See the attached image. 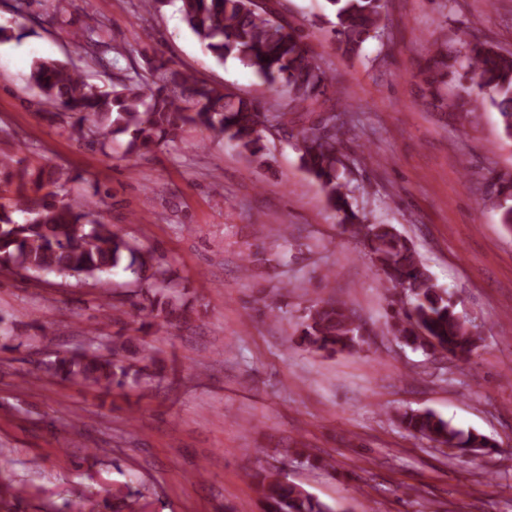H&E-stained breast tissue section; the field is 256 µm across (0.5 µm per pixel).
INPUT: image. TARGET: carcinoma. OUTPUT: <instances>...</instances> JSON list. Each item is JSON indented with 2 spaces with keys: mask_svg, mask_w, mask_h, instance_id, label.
Instances as JSON below:
<instances>
[{
  "mask_svg": "<svg viewBox=\"0 0 512 512\" xmlns=\"http://www.w3.org/2000/svg\"><path fill=\"white\" fill-rule=\"evenodd\" d=\"M188 29L220 63L235 59L270 86L282 88L276 103L264 107L229 91H218L193 74L158 62L161 82H152L133 58L116 68L107 58L112 45L103 20L71 32L85 63L101 69L102 82H89L69 60L37 58L29 81L45 108L38 115L61 120L75 140L107 153L117 137L126 138V152L153 153L177 137L184 126L204 128L253 158L263 157L262 130L273 121L296 130L301 167L316 181L339 223L368 248L386 287L401 290L408 307L388 325L396 340L415 350L439 353L468 362L482 341L478 327L456 311L451 295L439 288L419 260L410 241L391 224H368L349 200L346 165L341 152L347 121L336 112L318 120L300 109L327 95L332 84L304 46L299 28L278 18L253 0H144L149 13L169 3ZM333 40L348 56L360 53L384 29L386 0H326ZM452 57L436 43L428 47L424 73L430 85L442 83ZM465 74L456 105L480 99L501 116L503 134L512 139V52L503 54L477 34L466 42ZM74 180L64 167L34 169L21 158L0 155V273L54 274L90 283L107 292L105 276L127 260L125 269L139 289L134 305L145 312L144 326L165 332L182 319L180 293L174 289L169 265L155 251L128 238L101 220L105 201L75 202L67 198ZM365 325L345 303L314 300L297 325V344L326 356L355 349ZM165 359L145 351L136 336H114L107 345L94 336L81 352H59L46 364L53 378L82 383L105 394L127 387L147 390L163 380ZM408 432L447 446L454 456L492 448L485 436L453 426L433 411L396 415ZM264 512H335L305 489L284 480L277 468L250 474Z\"/></svg>",
  "mask_w": 512,
  "mask_h": 512,
  "instance_id": "obj_1",
  "label": "carcinoma"
}]
</instances>
